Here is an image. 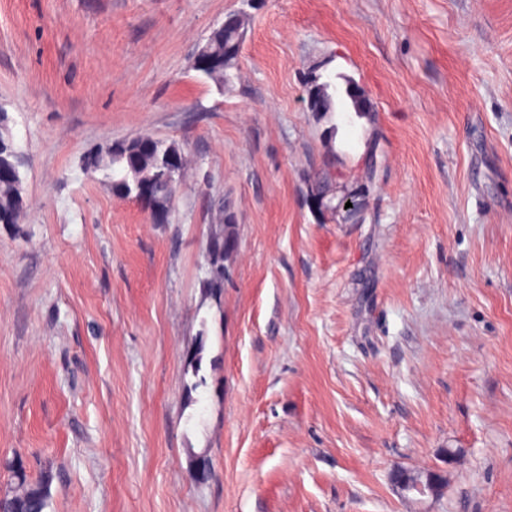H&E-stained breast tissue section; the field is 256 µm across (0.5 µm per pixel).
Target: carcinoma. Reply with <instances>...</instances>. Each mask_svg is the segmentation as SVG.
Here are the masks:
<instances>
[{
  "instance_id": "1",
  "label": "carcinoma",
  "mask_w": 512,
  "mask_h": 512,
  "mask_svg": "<svg viewBox=\"0 0 512 512\" xmlns=\"http://www.w3.org/2000/svg\"><path fill=\"white\" fill-rule=\"evenodd\" d=\"M248 14L243 11L229 13L224 23L214 28L205 43L199 48L203 54L222 59V65L212 69H201L199 73L219 86L232 82V71L238 68V59L245 38ZM345 94L351 99L354 112L362 114L371 111L368 99L351 80H346ZM307 109L322 117L335 112L336 85L330 81H320L315 74L306 83ZM10 130L8 114L0 109V140L8 147L0 150V166L18 165V151L9 145ZM168 156L183 157L180 146L160 138H133L114 143L106 150L89 152L83 161L84 169L96 171L105 166L110 170L112 192L121 197H134L139 183L153 181L157 191L151 206L153 221L157 224L168 222L169 215L185 175L169 174L164 161ZM309 197L318 204L317 214L336 209V182L330 177L319 179L309 186ZM23 206V182L21 177L10 181H0V224H15ZM217 223L224 225V231L213 235L209 244L211 267L204 287L216 291L224 287L225 262L229 261L237 249L235 215L227 205L219 210ZM406 492L415 491V484L430 481L437 489H442L444 478L430 470H403ZM17 481L16 490L0 500V512H45L51 496V481L47 476L30 482L22 466L14 468Z\"/></svg>"
}]
</instances>
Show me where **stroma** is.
I'll use <instances>...</instances> for the list:
<instances>
[{"mask_svg": "<svg viewBox=\"0 0 512 512\" xmlns=\"http://www.w3.org/2000/svg\"><path fill=\"white\" fill-rule=\"evenodd\" d=\"M237 11L221 87L192 63ZM315 69L372 112H308ZM0 107V492L19 463L46 512H512V0H0ZM140 136L187 159L165 224L82 165ZM330 167L361 211L311 213ZM248 22V14L243 11L227 14L224 23L214 28L199 48L203 54L222 59V65L212 69H199L193 64L194 70L221 87L230 84L234 78L232 71L238 68ZM3 115V116H2ZM2 116V125H0V139L3 141L8 147L0 150V166L4 167H13L18 166V151L15 146H10V130L8 127V114L7 112L1 108L0 109V117ZM0 167V179L5 177H11L13 175V170L9 168ZM23 182L18 171L10 181H0V224H16L23 206ZM216 224H224V231L216 232L211 238L209 251L211 254V267L208 277L204 282V287L211 291H217L224 287V276L226 275V265L237 249V237L235 233V215L230 207L222 205L219 210V217ZM399 471L404 473L403 482H405L407 484L406 490L402 491V492L409 493V492L415 491L418 493L421 492L422 494H425L424 489L420 486L419 487L420 492H419L415 488V484H416V482H422L425 484L427 481H431L437 487L438 491L436 492L435 495L440 494L442 491V487H443L445 479L441 475L437 474L434 471L425 470V469L424 470L401 469Z\"/></svg>", "mask_w": 512, "mask_h": 512, "instance_id": "obj_1", "label": "stroma"}]
</instances>
